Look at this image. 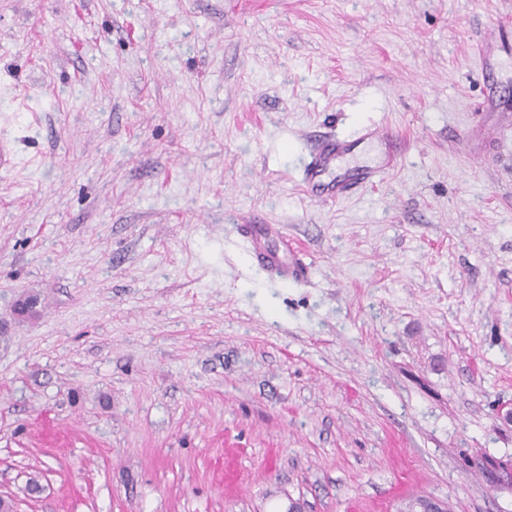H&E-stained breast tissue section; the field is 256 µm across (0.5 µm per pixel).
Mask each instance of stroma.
I'll list each match as a JSON object with an SVG mask.
<instances>
[{
    "instance_id": "1",
    "label": "stroma",
    "mask_w": 512,
    "mask_h": 512,
    "mask_svg": "<svg viewBox=\"0 0 512 512\" xmlns=\"http://www.w3.org/2000/svg\"><path fill=\"white\" fill-rule=\"evenodd\" d=\"M511 117L512 0H0V494L512 512V135L472 136ZM366 125L395 170L305 197ZM393 135L386 126H367L351 138L330 136L308 152L300 172L299 186L315 201H338L351 192L376 182L396 165V157L387 154L375 166L346 168L336 173V161L349 155L367 141L389 142ZM240 232L248 242L255 263L277 282H302L308 279L310 267L304 253L287 236L280 235L273 224H240Z\"/></svg>"
}]
</instances>
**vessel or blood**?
<instances>
[{
  "label": "vessel or blood",
  "instance_id": "vessel-or-blood-1",
  "mask_svg": "<svg viewBox=\"0 0 512 512\" xmlns=\"http://www.w3.org/2000/svg\"><path fill=\"white\" fill-rule=\"evenodd\" d=\"M393 135L388 127L367 126L350 138L331 136L309 151L303 161L299 186L303 193L317 201H337L351 192L373 184L396 165L394 155H386L375 166H359L337 170V160L349 155L367 141L388 142ZM255 263L277 282H302L308 279L310 267L304 253L274 225L251 223L240 227Z\"/></svg>",
  "mask_w": 512,
  "mask_h": 512
}]
</instances>
